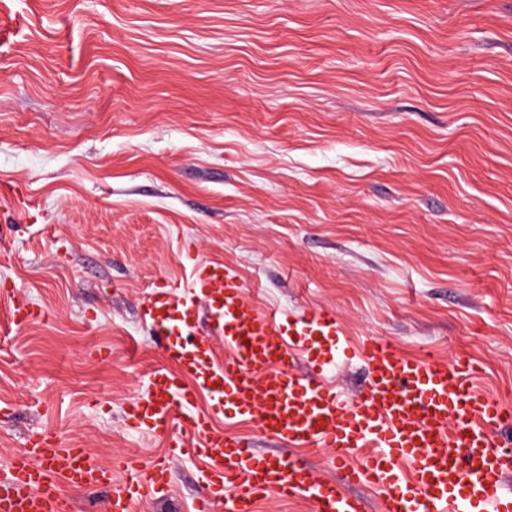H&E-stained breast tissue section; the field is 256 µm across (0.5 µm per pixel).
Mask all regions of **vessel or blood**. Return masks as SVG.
Here are the masks:
<instances>
[{
    "label": "vessel or blood",
    "mask_w": 512,
    "mask_h": 512,
    "mask_svg": "<svg viewBox=\"0 0 512 512\" xmlns=\"http://www.w3.org/2000/svg\"><path fill=\"white\" fill-rule=\"evenodd\" d=\"M191 288L164 280L150 286L141 313L167 338L163 367L126 408L130 428L163 439L169 459L204 460L196 512H253L267 496L300 498L313 512H369L366 499L345 493L368 484L382 512H512V407L481 393L479 366L404 355L389 337L351 350L338 314L321 308L295 321L255 308L245 285L215 261L194 262ZM42 309L11 297L7 320L24 326ZM223 339L216 359L214 339ZM356 357L368 383L344 395L327 376L335 355ZM208 411H200L201 399ZM217 415L251 421L260 435L282 440L278 455L256 452L248 437L229 438ZM327 449L339 474L322 477L296 451ZM111 484V467L84 449L36 432L0 481V512H70L58 481ZM169 484L163 462L113 489L104 512H134L144 490Z\"/></svg>",
    "instance_id": "b4317fda"
}]
</instances>
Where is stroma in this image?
I'll return each instance as SVG.
<instances>
[{
    "mask_svg": "<svg viewBox=\"0 0 512 512\" xmlns=\"http://www.w3.org/2000/svg\"><path fill=\"white\" fill-rule=\"evenodd\" d=\"M220 261L261 309L512 384V0H0V470L54 430L112 469L162 363L145 287ZM112 359H94L96 349ZM135 512H195L197 459ZM45 317L42 309L32 302L20 298L10 297L7 308V321L17 327L30 324Z\"/></svg>",
    "mask_w": 512,
    "mask_h": 512,
    "instance_id": "1",
    "label": "stroma"
}]
</instances>
